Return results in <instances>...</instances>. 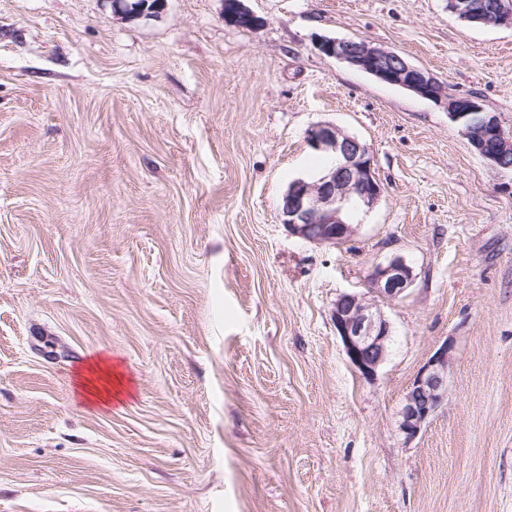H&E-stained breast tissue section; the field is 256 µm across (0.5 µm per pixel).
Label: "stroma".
I'll return each mask as SVG.
<instances>
[{
    "instance_id": "1",
    "label": "stroma",
    "mask_w": 512,
    "mask_h": 512,
    "mask_svg": "<svg viewBox=\"0 0 512 512\" xmlns=\"http://www.w3.org/2000/svg\"><path fill=\"white\" fill-rule=\"evenodd\" d=\"M0 0V512H512V171L446 108L323 55L395 51L512 127V28L448 0ZM366 142L382 196L338 246L280 202ZM372 377L332 320L378 264ZM448 395L412 438L401 408L444 343ZM119 364L130 392L87 401ZM127 1L125 0H113L112 3V12L115 14L124 15L129 19H135L143 16H151L154 14H158L164 7L165 1L159 0L157 1L151 9H147L146 0H130L129 2L132 5L139 4L140 2H146L140 6L135 7L134 10H131L130 5H127ZM411 265L394 257L377 265L369 278L366 299L352 293L340 295L332 309V319L350 363L363 376H373L385 362L392 336L390 322L375 303V298L395 300L414 282ZM78 387L82 396L94 403H109L112 399L119 401L125 391L123 376L116 372L112 373L110 360L101 357L88 362L79 375Z\"/></svg>"
}]
</instances>
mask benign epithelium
<instances>
[{
	"label": "benign epithelium",
	"instance_id": "obj_1",
	"mask_svg": "<svg viewBox=\"0 0 512 512\" xmlns=\"http://www.w3.org/2000/svg\"><path fill=\"white\" fill-rule=\"evenodd\" d=\"M164 5L165 0H157L150 9L145 4L132 8L126 0H112V12L135 19L156 15ZM448 11L483 25L512 26V8L501 2L486 9L476 0H448ZM316 45L320 52L381 82L444 103L448 118L461 126L475 151L495 166H500V160L486 148L487 132L499 136L502 150L512 151V137L505 133L497 116L484 110L479 98L448 95L432 75L399 54L366 41L344 38L319 37ZM306 137L314 149L333 155L335 164L314 180L299 178L289 185L281 204L282 223L298 238L336 246L349 240L355 232L343 219L350 197H356L363 207L370 209L380 199L382 189L374 176L373 157L366 143L333 124L314 125L307 130ZM414 279L412 266L405 259L394 257L372 270L369 278L372 298L344 293L336 299L332 309L336 332L348 360L361 375H374L385 362L392 336L390 322L375 299L399 298ZM451 350L452 346L443 344L414 379L401 411L400 429L406 437L419 433L447 396Z\"/></svg>",
	"mask_w": 512,
	"mask_h": 512
}]
</instances>
